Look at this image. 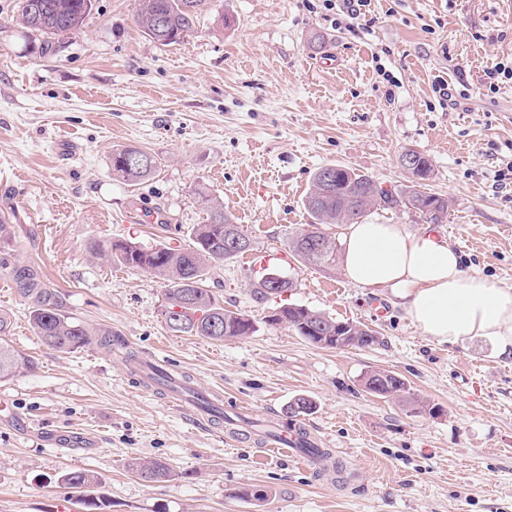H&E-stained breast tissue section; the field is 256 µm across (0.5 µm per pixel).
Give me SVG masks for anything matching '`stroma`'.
<instances>
[{
	"mask_svg": "<svg viewBox=\"0 0 512 512\" xmlns=\"http://www.w3.org/2000/svg\"><path fill=\"white\" fill-rule=\"evenodd\" d=\"M17 3L0 0L10 255L40 267L91 333L168 357L197 392L220 394L226 420L198 419L140 386L123 353L98 342L70 354L44 345L0 269L8 341L35 363L0 382L17 408L0 412V512H46L64 495L86 512L61 480L72 469L94 476L100 512H512V358L489 342L436 343L388 290L288 255V302L380 338L364 349L313 345L265 324L278 301L255 295L244 253L213 266L204 286L257 332L185 336L162 316V277L95 253L118 239L187 246L205 220L201 189L253 252L286 253L312 221L304 201L319 167L397 191L412 179L399 157L414 149L433 164L424 191L448 202L432 228L465 267L512 287V81L486 80L512 61V0H370L358 20L324 0H212L195 32L170 45L139 29L135 0H96L82 33L44 56L32 53ZM439 80L457 104L435 93ZM127 145L157 160L136 186L112 178V152ZM375 370L402 377L405 397L367 392L361 379ZM300 396L315 403L304 428L344 462V478L230 437L228 419H281ZM138 459L163 460L175 476L141 481L129 470ZM249 488L266 499L243 498Z\"/></svg>",
	"mask_w": 512,
	"mask_h": 512,
	"instance_id": "obj_1",
	"label": "stroma"
}]
</instances>
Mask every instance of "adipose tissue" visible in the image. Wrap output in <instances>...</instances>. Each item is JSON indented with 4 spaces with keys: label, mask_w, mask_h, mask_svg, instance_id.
Returning <instances> with one entry per match:
<instances>
[{
    "label": "adipose tissue",
    "mask_w": 512,
    "mask_h": 512,
    "mask_svg": "<svg viewBox=\"0 0 512 512\" xmlns=\"http://www.w3.org/2000/svg\"><path fill=\"white\" fill-rule=\"evenodd\" d=\"M343 242L346 278L390 290L424 335L448 344L484 338L512 357V287L465 271L448 240L365 220L347 225Z\"/></svg>",
    "instance_id": "adipose-tissue-1"
}]
</instances>
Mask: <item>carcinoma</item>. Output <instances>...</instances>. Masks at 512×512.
<instances>
[{
    "label": "carcinoma",
    "instance_id": "obj_1",
    "mask_svg": "<svg viewBox=\"0 0 512 512\" xmlns=\"http://www.w3.org/2000/svg\"><path fill=\"white\" fill-rule=\"evenodd\" d=\"M210 0H138L137 26L161 45L177 43L191 31ZM95 8V0H18V16L26 33L33 39L32 52L45 55L52 49L53 40L76 35ZM420 168L412 173L414 183L394 193L384 189L370 176L356 173L340 165H325L313 176L312 188L305 207L314 223L289 237L287 246L302 261L314 265L336 262L337 243L321 230L323 224H355L376 205H404L419 214L422 220L438 224L448 212L445 199L428 195L417 189V181L427 179L432 163L424 154L414 150ZM112 178L126 184H139L152 175L156 158L136 146H125L112 152ZM200 208L207 220L193 230L192 245L171 248L165 245L144 247L138 243L114 240L105 247L112 261L120 265L153 272L168 281L162 316L165 322L180 321L176 332L202 336L222 342L257 331L255 322L247 315L227 310L207 289L203 288L210 266L231 259L237 251L224 247L231 233L246 237L245 232L224 213L223 205L209 194H197ZM12 239V226L0 219V267L8 269L17 293L30 301L29 321L36 336L48 347L73 353L90 342L91 333L82 321L65 309L61 294L49 287L41 271L32 265L10 262L6 248ZM269 324H284L317 345L326 341L333 347L340 322L304 306L284 303L270 316ZM345 340L361 348L373 346L378 336L373 330L357 325ZM33 363L7 341H0V382L11 380L21 369ZM364 388L384 398H400L407 393L403 378L389 371H375L363 377ZM297 448L309 457H327L329 452L314 448L303 432H297ZM131 472L147 483L164 482L171 477L168 463L153 459L135 461ZM62 482L82 494L83 504L97 507L88 490L94 476L82 469L62 475Z\"/></svg>",
    "mask_w": 512,
    "mask_h": 512
}]
</instances>
